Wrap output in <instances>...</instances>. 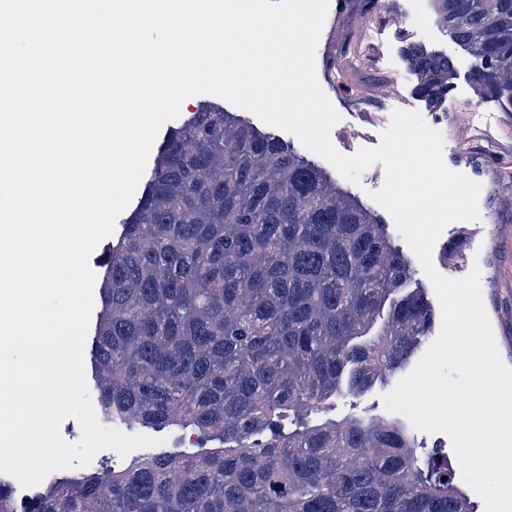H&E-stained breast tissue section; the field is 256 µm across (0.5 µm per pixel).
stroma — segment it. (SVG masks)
I'll use <instances>...</instances> for the list:
<instances>
[{
  "label": "stroma",
  "instance_id": "stroma-1",
  "mask_svg": "<svg viewBox=\"0 0 512 512\" xmlns=\"http://www.w3.org/2000/svg\"><path fill=\"white\" fill-rule=\"evenodd\" d=\"M417 40L448 55L453 76L447 99L428 105L417 92L402 49ZM473 60L438 22L429 0H329L315 51L317 81L340 120L330 131L334 148L351 156L377 147L390 104L420 113L444 137L443 160L481 186L480 218L448 224L432 262L448 278L479 267L483 304L502 361L512 367V112L483 97L471 75ZM392 383L376 384L364 397L336 399L312 424L350 415L382 417Z\"/></svg>",
  "mask_w": 512,
  "mask_h": 512
}]
</instances>
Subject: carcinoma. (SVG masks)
<instances>
[{
    "label": "carcinoma",
    "mask_w": 512,
    "mask_h": 512,
    "mask_svg": "<svg viewBox=\"0 0 512 512\" xmlns=\"http://www.w3.org/2000/svg\"><path fill=\"white\" fill-rule=\"evenodd\" d=\"M430 4L479 90L512 111V0ZM404 56L422 97L448 95V57ZM107 251L102 421L219 446L62 477L23 506L0 482V512H473L448 456L418 452L398 417L277 431L395 378L434 322L389 226L288 143L199 104Z\"/></svg>",
    "instance_id": "cac0c4a2"
}]
</instances>
